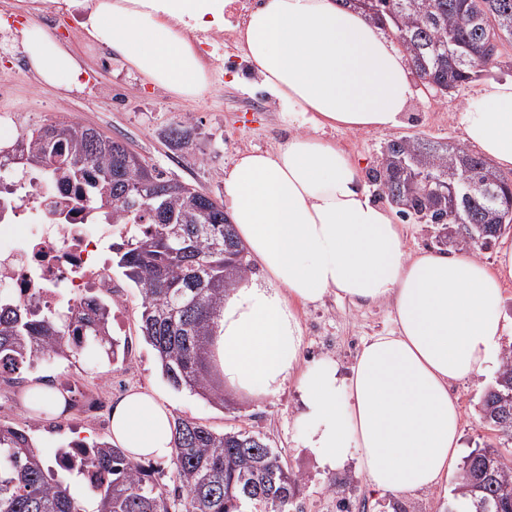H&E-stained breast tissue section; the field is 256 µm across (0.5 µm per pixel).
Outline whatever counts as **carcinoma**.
<instances>
[{
  "instance_id": "1",
  "label": "carcinoma",
  "mask_w": 512,
  "mask_h": 512,
  "mask_svg": "<svg viewBox=\"0 0 512 512\" xmlns=\"http://www.w3.org/2000/svg\"><path fill=\"white\" fill-rule=\"evenodd\" d=\"M354 3L397 39L412 73L425 87L446 95L478 77L475 56L488 63L512 44V0H336ZM29 167L45 177L83 188V197L112 201L97 213L105 224H127L126 246L116 266L141 296L140 330L159 360L162 375L212 403L224 390L212 383L213 334L224 294L252 272L254 263L218 202L204 190L139 168L112 137L72 121H55L25 132ZM468 171L472 195L448 208L445 184ZM140 185L113 198V182ZM380 195L396 213L448 230V246L484 249L502 230L512 181L485 158L462 155L452 144L430 145L419 137L388 141L374 176ZM95 347L117 356L106 309L80 315L74 308L44 311L29 302L0 299V369L17 374L42 357H69ZM483 420L512 443V345L502 351L495 386L481 401ZM173 482L178 499L164 495L152 470L129 460L107 441L74 447L76 467L47 464L30 429L0 422V512H290L302 478L258 434L218 433L192 419L174 420ZM97 475L95 492H77L65 474ZM472 512H512V448H478L460 467L454 499Z\"/></svg>"
}]
</instances>
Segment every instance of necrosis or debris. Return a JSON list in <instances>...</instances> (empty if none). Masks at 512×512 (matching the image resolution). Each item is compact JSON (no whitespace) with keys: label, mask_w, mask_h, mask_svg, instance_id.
<instances>
[{"label":"necrosis or debris","mask_w":512,"mask_h":512,"mask_svg":"<svg viewBox=\"0 0 512 512\" xmlns=\"http://www.w3.org/2000/svg\"><path fill=\"white\" fill-rule=\"evenodd\" d=\"M12 173L0 155V297L87 313L102 306L116 286L104 260L111 225L78 206L75 187Z\"/></svg>","instance_id":"necrosis-or-debris-1"}]
</instances>
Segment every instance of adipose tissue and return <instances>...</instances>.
Instances as JSON below:
<instances>
[{
    "label": "adipose tissue",
    "instance_id": "1",
    "mask_svg": "<svg viewBox=\"0 0 512 512\" xmlns=\"http://www.w3.org/2000/svg\"><path fill=\"white\" fill-rule=\"evenodd\" d=\"M93 41L174 96L196 99L208 76L189 36L223 30L228 0H70ZM241 38L247 57L285 108L293 134L272 152L241 155L223 192L238 237L263 270L227 293L214 354L228 385L263 397L293 380L304 446L321 467L355 459L373 491L435 489L461 448V412L448 386L484 375L505 334L502 284L512 241L496 269L472 252L408 253L400 224L375 204L357 164L315 137L398 127L417 94L411 65L380 27L337 0H262ZM31 69L66 91L80 59L50 30L21 32ZM466 141L512 169V80L483 84L461 112ZM390 303L396 328L366 341L349 375L302 360L296 303L327 294ZM112 441L132 461L173 455V405L137 388L111 413Z\"/></svg>",
    "mask_w": 512,
    "mask_h": 512
}]
</instances>
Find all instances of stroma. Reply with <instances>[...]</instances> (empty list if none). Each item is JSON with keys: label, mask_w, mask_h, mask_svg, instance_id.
Segmentation results:
<instances>
[{"label": "stroma", "mask_w": 512, "mask_h": 512, "mask_svg": "<svg viewBox=\"0 0 512 512\" xmlns=\"http://www.w3.org/2000/svg\"><path fill=\"white\" fill-rule=\"evenodd\" d=\"M65 21V42L85 68L82 88L64 92L42 82L34 71L14 74L1 66L0 137L67 118L124 140L149 166L219 200L224 197V171L237 157L257 150L271 152L283 144V137L272 134L273 128L282 124V107L273 99L269 111H253L248 100L260 86L252 80L240 75L232 80L214 78L200 98L178 99L129 69L116 54L101 56L97 43L86 37L73 16H66ZM476 88L472 82L446 96L417 94L405 123L392 130L349 132L327 126L318 135L348 153L367 175L378 168L382 150L391 139L412 136L462 143L458 114ZM114 97L119 100L115 106L110 103ZM175 126L186 136L179 147L168 138ZM297 310L306 359L330 358L346 370L352 367L365 339L394 327L391 308L385 304L356 306L329 295L315 304L298 305ZM140 312L137 288L125 284L121 305L112 311V336L129 347L124 357L111 363L99 351L54 357L37 368L22 370V377L34 384L46 376L58 381L73 373L89 387L108 379L116 399L131 388L143 387L171 401L174 415L197 420L218 432L260 434L302 478L292 512H448L456 474H449L444 487L394 498L374 495L355 461L333 470L322 469L303 446L304 432L296 422L300 396L295 382H287L274 397H251L229 388L220 405L173 390L160 372L154 351L141 336ZM489 386V381L478 377L448 387L461 411V455L502 445L480 415V402ZM76 431L91 441L111 437L109 424H88L69 413L57 421L42 420L38 444L46 457H53L61 442Z\"/></svg>", "instance_id": "obj_1"}]
</instances>
